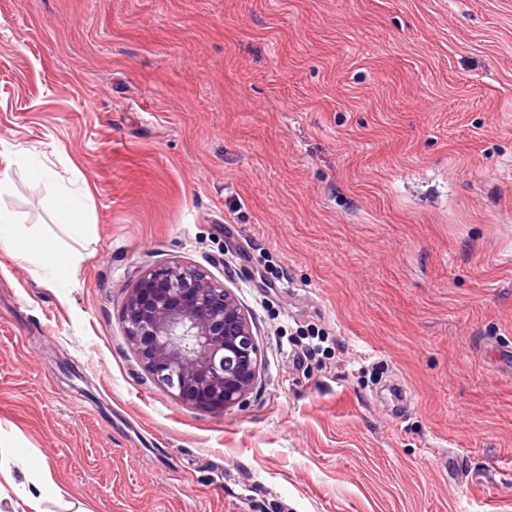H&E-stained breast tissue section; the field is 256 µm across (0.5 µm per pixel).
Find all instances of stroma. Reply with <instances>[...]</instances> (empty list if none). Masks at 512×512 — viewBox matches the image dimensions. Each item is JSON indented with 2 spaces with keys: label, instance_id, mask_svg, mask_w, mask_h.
<instances>
[{
  "label": "stroma",
  "instance_id": "stroma-1",
  "mask_svg": "<svg viewBox=\"0 0 512 512\" xmlns=\"http://www.w3.org/2000/svg\"><path fill=\"white\" fill-rule=\"evenodd\" d=\"M1 171L86 255L0 254V430L48 512H512V0H0ZM85 186L87 240L43 206ZM172 261L252 321L241 405L125 338Z\"/></svg>",
  "mask_w": 512,
  "mask_h": 512
}]
</instances>
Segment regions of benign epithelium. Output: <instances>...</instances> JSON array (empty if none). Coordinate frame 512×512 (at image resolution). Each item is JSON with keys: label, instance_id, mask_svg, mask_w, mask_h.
Masks as SVG:
<instances>
[{"label": "benign epithelium", "instance_id": "benign-epithelium-1", "mask_svg": "<svg viewBox=\"0 0 512 512\" xmlns=\"http://www.w3.org/2000/svg\"><path fill=\"white\" fill-rule=\"evenodd\" d=\"M123 323L140 363L183 404L223 412L258 380L260 350L248 316L231 289L201 267L142 268Z\"/></svg>", "mask_w": 512, "mask_h": 512}]
</instances>
